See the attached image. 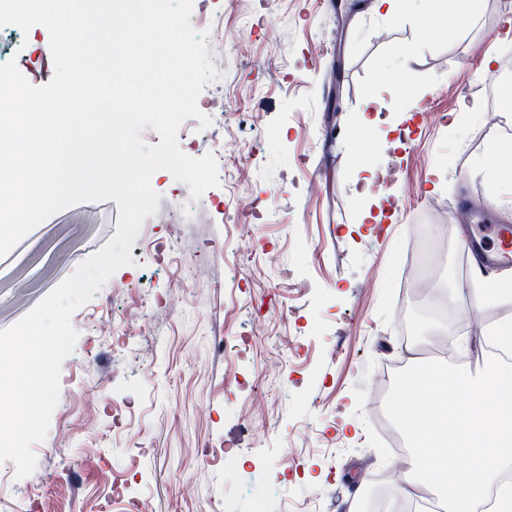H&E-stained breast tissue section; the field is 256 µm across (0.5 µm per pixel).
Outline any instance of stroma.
<instances>
[{
  "label": "stroma",
  "instance_id": "stroma-1",
  "mask_svg": "<svg viewBox=\"0 0 512 512\" xmlns=\"http://www.w3.org/2000/svg\"><path fill=\"white\" fill-rule=\"evenodd\" d=\"M193 0L190 22L206 32L221 77L197 98L208 128L182 122L180 149L213 154L219 184L192 199L188 186L159 170L151 186L157 213L146 218L133 262L117 270L71 322L79 336L64 360L60 397L37 467L17 478L0 463V498L18 512H261L263 478L242 490L217 448L237 428L254 447L253 466L279 476L282 489L263 512H363L369 477L394 468L372 405L383 370L414 371L432 347L449 363L481 367L493 357L462 326L512 322V296L478 305L474 287L512 281V266L466 279L469 224L454 200L483 199L480 163L487 144L512 140V121L487 128L478 119L465 140L448 130L462 103L499 101L512 114V83L483 71L488 55L512 54V8L484 0L464 32L423 39L424 10L401 6L392 19L345 0ZM258 28L244 53L233 50L245 20ZM0 59L15 60L35 85L54 73L49 33L0 40ZM341 68L339 92L325 78ZM442 115H414L399 138L393 102L399 74ZM382 104L359 143L368 96ZM340 111H329L331 99ZM244 134L240 153L222 141ZM364 158L401 162L400 194L409 205L395 222L367 229L358 198ZM259 217L252 254H240L226 226L239 199ZM180 223H169L172 214ZM115 201L72 205L39 224L0 257V331L14 326L115 234ZM445 234L437 260L440 286L452 298L446 327L430 331L424 301L411 286L410 243L419 230ZM277 255L266 266V252ZM285 336L301 347L289 351ZM244 373L265 401L254 420L250 392L230 385Z\"/></svg>",
  "mask_w": 512,
  "mask_h": 512
}]
</instances>
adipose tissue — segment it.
<instances>
[{"label": "adipose tissue", "mask_w": 512, "mask_h": 512, "mask_svg": "<svg viewBox=\"0 0 512 512\" xmlns=\"http://www.w3.org/2000/svg\"><path fill=\"white\" fill-rule=\"evenodd\" d=\"M437 391L427 414L414 407L413 389ZM396 411L406 419L413 449L401 469L400 496L424 487L445 512H484L496 491L495 512H512V487L502 471L512 468V366L487 362L484 372L436 360L414 373L400 390Z\"/></svg>", "instance_id": "ef3b65f1"}]
</instances>
